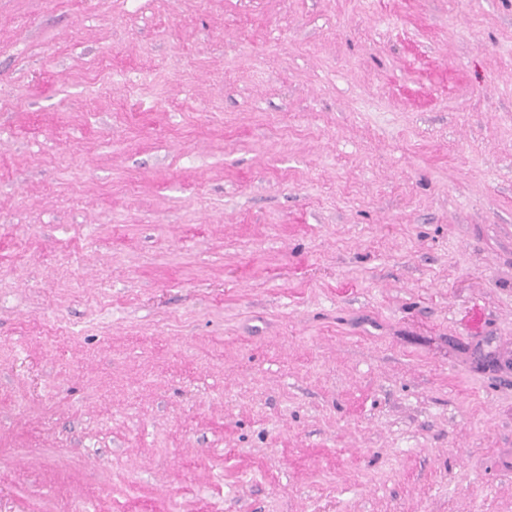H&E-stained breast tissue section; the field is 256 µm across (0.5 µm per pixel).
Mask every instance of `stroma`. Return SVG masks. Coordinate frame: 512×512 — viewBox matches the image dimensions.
<instances>
[{"label":"stroma","instance_id":"1","mask_svg":"<svg viewBox=\"0 0 512 512\" xmlns=\"http://www.w3.org/2000/svg\"><path fill=\"white\" fill-rule=\"evenodd\" d=\"M512 0H0V512H512Z\"/></svg>","mask_w":512,"mask_h":512}]
</instances>
